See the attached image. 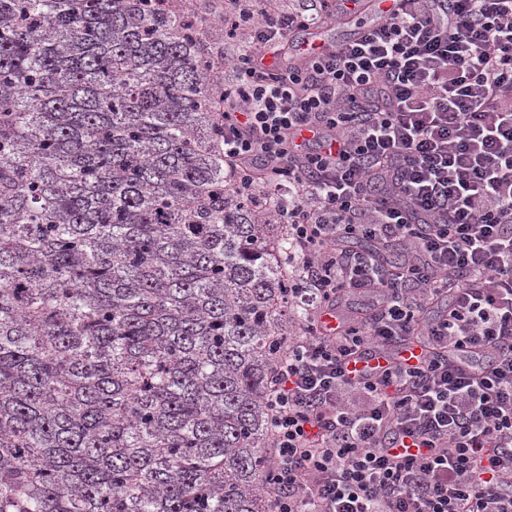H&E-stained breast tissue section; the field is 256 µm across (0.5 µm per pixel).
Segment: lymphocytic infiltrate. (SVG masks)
I'll list each match as a JSON object with an SVG mask.
<instances>
[{
  "label": "lymphocytic infiltrate",
  "mask_w": 512,
  "mask_h": 512,
  "mask_svg": "<svg viewBox=\"0 0 512 512\" xmlns=\"http://www.w3.org/2000/svg\"><path fill=\"white\" fill-rule=\"evenodd\" d=\"M349 0H224V154L287 189L305 319L265 404L274 512H512V0H395L266 65ZM359 236L373 250L342 249ZM407 254L399 280L378 248ZM365 324H325L351 290ZM419 334L416 363L399 361Z\"/></svg>",
  "instance_id": "f902f5d3"
}]
</instances>
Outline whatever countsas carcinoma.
Wrapping results in <instances>:
<instances>
[{
  "label": "carcinoma",
  "mask_w": 512,
  "mask_h": 512,
  "mask_svg": "<svg viewBox=\"0 0 512 512\" xmlns=\"http://www.w3.org/2000/svg\"><path fill=\"white\" fill-rule=\"evenodd\" d=\"M186 0H0V512H271L288 237Z\"/></svg>",
  "instance_id": "1"
}]
</instances>
